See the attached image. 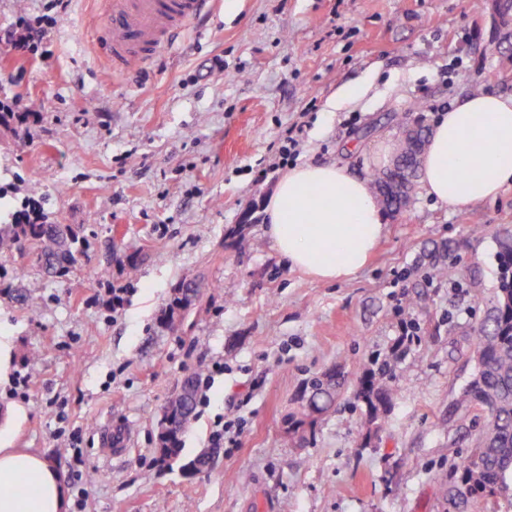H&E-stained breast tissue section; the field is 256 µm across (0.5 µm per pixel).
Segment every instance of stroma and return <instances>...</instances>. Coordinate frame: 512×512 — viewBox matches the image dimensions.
Returning <instances> with one entry per match:
<instances>
[{
  "label": "stroma",
  "mask_w": 512,
  "mask_h": 512,
  "mask_svg": "<svg viewBox=\"0 0 512 512\" xmlns=\"http://www.w3.org/2000/svg\"><path fill=\"white\" fill-rule=\"evenodd\" d=\"M497 0H239L147 64L114 74L99 0H70L39 59L0 46V98L20 95L45 118L0 120V223L40 196L52 222L81 239L51 276L27 243L0 250V444L45 457L87 512H442L441 480L480 425L458 400L476 372L474 330L496 288V239L512 231V185L450 209L415 188L386 212L368 264L336 283L288 266L267 233L265 206L285 167L282 133L302 124L296 164H333L370 179L388 165L401 120L481 92L512 96V14ZM223 71L202 73L213 56ZM356 96H349L351 88ZM482 234H473L474 225ZM448 247L451 281L425 254ZM199 295L174 305L183 282ZM125 290L121 313L93 303ZM34 305L16 301V293ZM400 345L396 391L378 439L359 446L363 415L342 395L314 424L289 419L316 373L367 365ZM29 373L27 398L13 394ZM207 401L162 458L169 402L191 374ZM240 423L213 447L219 418ZM131 433L107 458L102 431ZM85 464L74 480L69 434ZM210 466L183 469L201 452Z\"/></svg>",
  "instance_id": "stroma-1"
}]
</instances>
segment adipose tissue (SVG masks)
Here are the masks:
<instances>
[{
  "instance_id": "1",
  "label": "adipose tissue",
  "mask_w": 512,
  "mask_h": 512,
  "mask_svg": "<svg viewBox=\"0 0 512 512\" xmlns=\"http://www.w3.org/2000/svg\"><path fill=\"white\" fill-rule=\"evenodd\" d=\"M422 188L445 207L494 198L512 184V96L485 92L437 114L423 156ZM268 233L289 266L343 282L368 262L385 231L384 215L366 180L334 165L297 166L278 182L266 207ZM20 476L36 492L5 493ZM61 478L39 454L0 448V512H67Z\"/></svg>"
}]
</instances>
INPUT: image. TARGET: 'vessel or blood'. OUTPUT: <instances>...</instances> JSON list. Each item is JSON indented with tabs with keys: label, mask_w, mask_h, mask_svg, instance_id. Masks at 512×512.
<instances>
[{
	"label": "vessel or blood",
	"mask_w": 512,
	"mask_h": 512,
	"mask_svg": "<svg viewBox=\"0 0 512 512\" xmlns=\"http://www.w3.org/2000/svg\"><path fill=\"white\" fill-rule=\"evenodd\" d=\"M212 4L213 0H112L107 41L113 70L128 69L171 47L176 35L208 13ZM130 441L124 424L109 425L101 437L103 453L123 456Z\"/></svg>",
	"instance_id": "vessel-or-blood-1"
}]
</instances>
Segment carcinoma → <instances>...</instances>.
I'll list each match as a JSON object with an SVG mask.
<instances>
[{
  "label": "carcinoma",
  "mask_w": 512,
  "mask_h": 512,
  "mask_svg": "<svg viewBox=\"0 0 512 512\" xmlns=\"http://www.w3.org/2000/svg\"><path fill=\"white\" fill-rule=\"evenodd\" d=\"M427 138L423 127L405 130L391 165L370 182L378 206L390 210L406 206ZM21 240L28 242L44 271L52 275L75 262L80 245L78 234L59 224L0 225V250ZM497 245L500 278L488 299L490 314L477 329V371L461 398V404L483 420V426L474 437L470 454L448 472L444 512H512V234L497 237ZM430 269L440 280L454 276L448 260L437 256L431 258ZM399 357L393 351L375 360V367L360 366L356 371L353 399L363 408L362 446L383 427L395 396L385 379L392 377ZM337 386L335 375L314 374L307 384L309 396L303 411L292 421L295 428L314 423L315 417L336 401ZM196 398L197 379L190 377L183 394L168 405V413L174 415L181 431L194 417ZM159 440L165 456L172 458L181 451L179 435L162 431ZM494 487L503 493L494 495Z\"/></svg>",
  "instance_id": "obj_1"
}]
</instances>
